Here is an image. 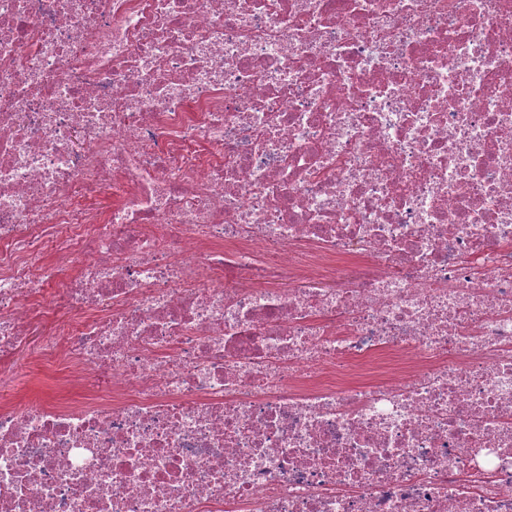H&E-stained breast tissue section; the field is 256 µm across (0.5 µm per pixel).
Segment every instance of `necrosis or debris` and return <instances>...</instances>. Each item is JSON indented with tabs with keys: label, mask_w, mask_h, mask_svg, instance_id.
Listing matches in <instances>:
<instances>
[{
	"label": "necrosis or debris",
	"mask_w": 512,
	"mask_h": 512,
	"mask_svg": "<svg viewBox=\"0 0 512 512\" xmlns=\"http://www.w3.org/2000/svg\"><path fill=\"white\" fill-rule=\"evenodd\" d=\"M33 336L0 512H512V0H0ZM36 338L31 345L20 355L18 364L22 366L11 381L1 388L0 401L4 402L13 399H26L32 397H53L64 396L69 399H77L75 389L63 388L62 380L59 378L61 365L56 364L52 369L42 366L39 362L36 350Z\"/></svg>",
	"instance_id": "obj_1"
}]
</instances>
